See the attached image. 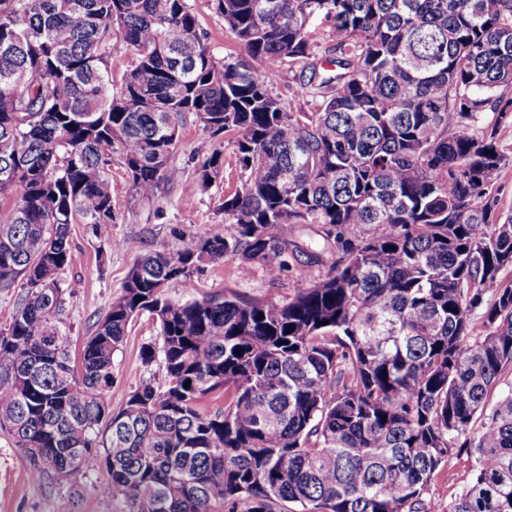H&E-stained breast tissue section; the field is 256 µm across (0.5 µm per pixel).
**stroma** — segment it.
Segmentation results:
<instances>
[{"label": "stroma", "mask_w": 512, "mask_h": 512, "mask_svg": "<svg viewBox=\"0 0 512 512\" xmlns=\"http://www.w3.org/2000/svg\"><path fill=\"white\" fill-rule=\"evenodd\" d=\"M188 3L215 53L222 56L234 50V39L225 30L224 20L215 13L210 0H188ZM205 136L202 125L184 123L173 156L182 177L175 183L161 185L149 199L137 196L120 165H113L112 202L117 222L112 227V237L117 240V247L96 238L91 225H72L70 241L78 261L60 279L73 354H80L84 336L97 316L119 295L127 274L140 256L164 250L179 234L189 239L223 233L224 216L218 213L217 207L224 195L241 186L245 173L232 141L228 140L224 143L223 170L208 187H201L195 177V148ZM310 281V269L293 259L273 278L259 265L249 274H240L236 260L227 258L202 265L195 276L194 290L173 283L166 295L175 302L224 295L248 302L282 300L308 287ZM159 344L155 319L149 313L140 314L112 357L113 408H120L124 394L144 380H162L164 372L160 364H147L141 358L143 347ZM474 466L475 458L467 452L449 455L438 479L426 492L432 512H448L449 501L469 480ZM103 478L98 460L92 455L86 461L83 477L74 485L60 486L47 478L34 480L28 459L10 437L0 434V512H122L123 503L92 491V484Z\"/></svg>", "instance_id": "obj_1"}]
</instances>
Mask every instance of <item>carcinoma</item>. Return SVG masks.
<instances>
[{
  "label": "carcinoma",
  "instance_id": "carcinoma-1",
  "mask_svg": "<svg viewBox=\"0 0 512 512\" xmlns=\"http://www.w3.org/2000/svg\"><path fill=\"white\" fill-rule=\"evenodd\" d=\"M211 2L237 44L222 57L186 0H0V288H24L0 431L36 480L72 485L95 454L94 491L123 512H431L456 450L476 464L448 512H512V0ZM282 73L305 104L273 93ZM190 116L201 184L226 136L247 173L224 234L138 259L76 362L70 226L116 223L114 159L141 197L176 181ZM326 254L288 299L165 295L206 261L275 278ZM144 312L164 382L114 412L112 355Z\"/></svg>",
  "mask_w": 512,
  "mask_h": 512
}]
</instances>
